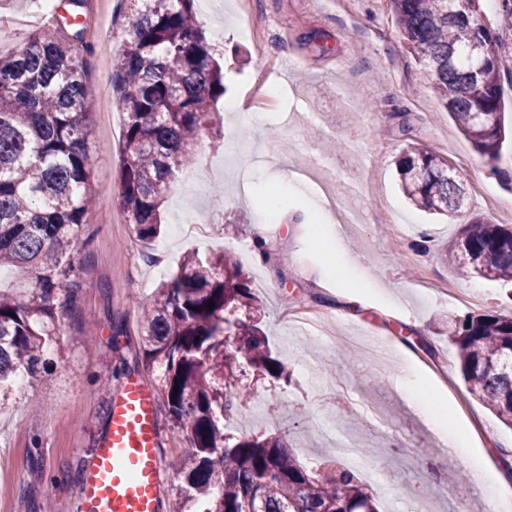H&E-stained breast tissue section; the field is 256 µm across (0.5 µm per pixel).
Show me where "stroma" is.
Returning <instances> with one entry per match:
<instances>
[{"label": "stroma", "instance_id": "1", "mask_svg": "<svg viewBox=\"0 0 512 512\" xmlns=\"http://www.w3.org/2000/svg\"><path fill=\"white\" fill-rule=\"evenodd\" d=\"M60 0H0V53L19 51L28 36L54 26ZM197 0L205 34L222 33L224 118L218 145L201 142L197 164L172 182L158 242L133 238L116 202L123 122L115 108L112 61L128 24L120 0H87L84 52L90 129L88 153L95 206L85 216L94 232L81 249L82 289L74 314L49 354L41 381L24 385L0 407V512H34L50 495L56 512H76L74 492L89 466L94 438L108 429L98 383L111 370L153 372L142 364L136 303L177 271L184 255L205 256L252 242L268 199L283 221L274 227L268 261L242 258L261 307L262 329L289 381H259L241 402L250 433L279 437L301 463L335 457L337 443L364 449L379 512H512V490L497 495L495 448L512 445L503 425L467 389L448 324L471 312L512 313L506 287L451 271L445 251L460 225L427 215L404 198L395 164L417 140L447 157L465 189L464 212L503 223L512 183L491 178L486 159L439 104L427 71L407 48L387 0ZM257 27L256 37L240 26ZM277 78L276 100L254 104L252 87L264 63ZM244 104L231 112V101ZM308 170L310 179L294 181ZM201 213L203 237L185 235L187 217ZM427 236L396 238V225ZM325 295L324 331L282 318L284 308L310 307ZM430 367L445 385H425L452 427L472 426L462 453L445 447L421 421L396 381L412 367ZM167 512L183 495L174 473L188 447L162 422ZM485 464L480 481L454 484L449 475L471 459Z\"/></svg>", "mask_w": 512, "mask_h": 512}]
</instances>
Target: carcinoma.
Masks as SVG:
<instances>
[{"instance_id": "1", "label": "carcinoma", "mask_w": 512, "mask_h": 512, "mask_svg": "<svg viewBox=\"0 0 512 512\" xmlns=\"http://www.w3.org/2000/svg\"><path fill=\"white\" fill-rule=\"evenodd\" d=\"M128 27L112 63L124 116L117 203L136 240L155 239L170 183L197 163L203 135L221 137L216 104L224 71L198 24L196 0H122ZM411 53L460 132L496 166L512 138L501 93L502 58L512 57V0L500 24L480 0H387ZM35 32L0 55V268L23 272L0 284V403L19 378L40 379L61 319L81 288L79 247L92 234L94 203L84 123V29ZM397 173L417 208L463 219L448 266L512 285V227L463 218L464 191L448 159L409 142ZM255 297L229 252L187 254L175 276L138 301L143 357L158 376L172 427L185 433L175 469L186 496L179 512H378L373 489L353 469L303 467L276 436H237L224 412L250 380L285 377L261 328ZM214 308L207 309L208 303ZM468 390L512 428V314L473 312L448 326Z\"/></svg>"}]
</instances>
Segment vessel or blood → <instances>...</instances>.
Returning a JSON list of instances; mask_svg holds the SVG:
<instances>
[{
  "mask_svg": "<svg viewBox=\"0 0 512 512\" xmlns=\"http://www.w3.org/2000/svg\"><path fill=\"white\" fill-rule=\"evenodd\" d=\"M160 396L140 372H128L112 396L107 433L75 499L78 512H165Z\"/></svg>",
  "mask_w": 512,
  "mask_h": 512,
  "instance_id": "obj_1",
  "label": "vessel or blood"
}]
</instances>
